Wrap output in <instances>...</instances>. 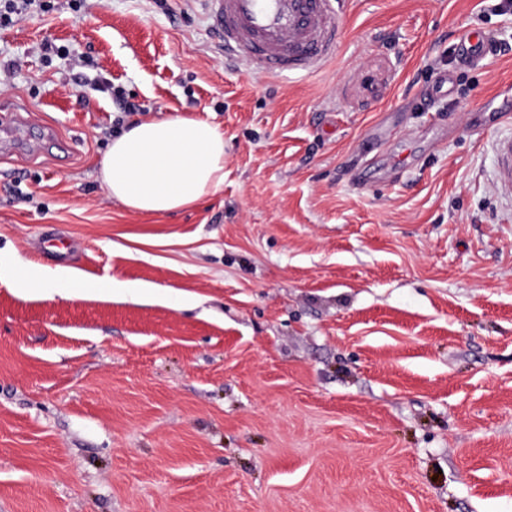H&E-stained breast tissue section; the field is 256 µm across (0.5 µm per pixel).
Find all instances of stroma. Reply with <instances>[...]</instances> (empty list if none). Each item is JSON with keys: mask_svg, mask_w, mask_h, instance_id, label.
I'll use <instances>...</instances> for the list:
<instances>
[{"mask_svg": "<svg viewBox=\"0 0 512 512\" xmlns=\"http://www.w3.org/2000/svg\"><path fill=\"white\" fill-rule=\"evenodd\" d=\"M499 3L340 0L300 76L225 62L207 0L0 27V512H512ZM471 29L510 51L461 64ZM168 114L220 126L224 183L132 211L99 161ZM58 266L154 295L17 288Z\"/></svg>", "mask_w": 512, "mask_h": 512, "instance_id": "stroma-1", "label": "stroma"}]
</instances>
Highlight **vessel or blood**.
Returning a JSON list of instances; mask_svg holds the SVG:
<instances>
[{
	"mask_svg": "<svg viewBox=\"0 0 512 512\" xmlns=\"http://www.w3.org/2000/svg\"><path fill=\"white\" fill-rule=\"evenodd\" d=\"M213 33L226 58L255 71L312 73L333 58L342 38L335 0H208ZM476 64L492 55L493 43L471 31L462 43ZM494 183L512 195V138L496 143Z\"/></svg>",
	"mask_w": 512,
	"mask_h": 512,
	"instance_id": "obj_1",
	"label": "vessel or blood"
}]
</instances>
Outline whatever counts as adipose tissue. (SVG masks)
Segmentation results:
<instances>
[{
    "label": "adipose tissue",
    "mask_w": 512,
    "mask_h": 512,
    "mask_svg": "<svg viewBox=\"0 0 512 512\" xmlns=\"http://www.w3.org/2000/svg\"><path fill=\"white\" fill-rule=\"evenodd\" d=\"M112 199L146 214L192 207L224 183V133L209 121L172 116L143 120L115 137L100 163ZM73 275L57 268L52 276L26 271L22 291L70 298Z\"/></svg>",
    "instance_id": "1"
}]
</instances>
